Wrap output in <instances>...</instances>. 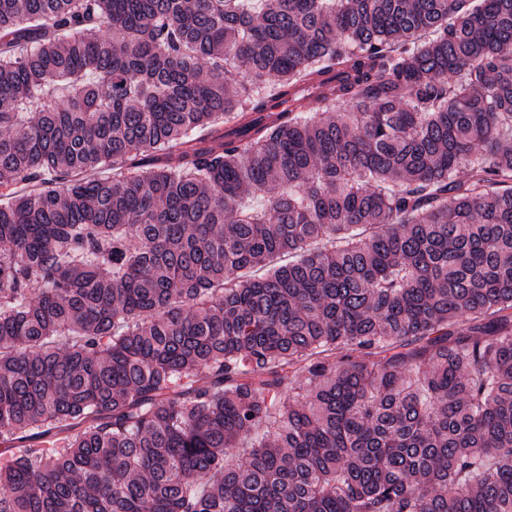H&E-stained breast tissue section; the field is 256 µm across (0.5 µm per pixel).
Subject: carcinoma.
Returning <instances> with one entry per match:
<instances>
[{
    "mask_svg": "<svg viewBox=\"0 0 512 512\" xmlns=\"http://www.w3.org/2000/svg\"><path fill=\"white\" fill-rule=\"evenodd\" d=\"M0 187V512H512V0H0Z\"/></svg>",
    "mask_w": 512,
    "mask_h": 512,
    "instance_id": "cac0c4a2",
    "label": "carcinoma"
}]
</instances>
